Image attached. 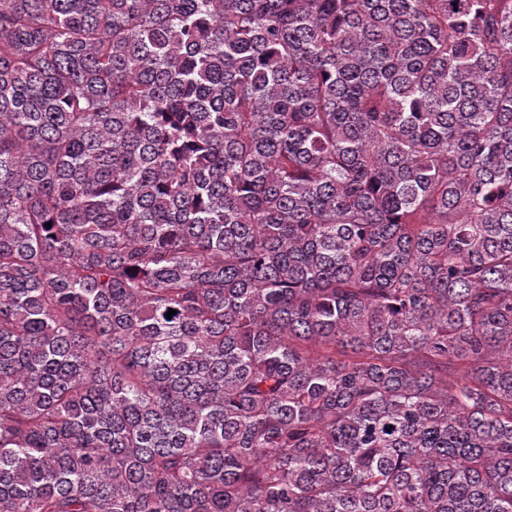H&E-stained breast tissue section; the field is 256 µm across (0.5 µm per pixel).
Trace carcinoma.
Masks as SVG:
<instances>
[{"instance_id":"cac0c4a2","label":"carcinoma","mask_w":512,"mask_h":512,"mask_svg":"<svg viewBox=\"0 0 512 512\" xmlns=\"http://www.w3.org/2000/svg\"><path fill=\"white\" fill-rule=\"evenodd\" d=\"M0 512H512V0H0Z\"/></svg>"}]
</instances>
